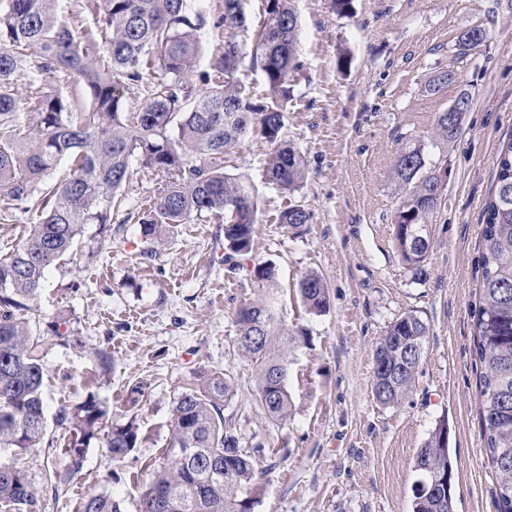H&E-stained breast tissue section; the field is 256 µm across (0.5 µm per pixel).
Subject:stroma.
Returning a JSON list of instances; mask_svg holds the SVG:
<instances>
[{"label": "stroma", "mask_w": 512, "mask_h": 512, "mask_svg": "<svg viewBox=\"0 0 512 512\" xmlns=\"http://www.w3.org/2000/svg\"><path fill=\"white\" fill-rule=\"evenodd\" d=\"M296 8L300 66L280 137L304 154L307 178L291 193L266 184L269 145L260 138L224 159L259 190L252 252L229 265L224 220L208 215L177 225L144 256L139 220L172 177L142 168L122 192L111 237L85 225L71 254L48 271L32 330L46 331L62 313L75 342L47 356L43 445L19 462L38 512H81L97 493L112 496L120 512H139L150 468L170 441L174 400L197 372L211 370L235 379L224 414L261 468L253 512H412L414 459L442 420L456 512H495L473 314L481 304L483 210L499 143L512 137V0H352L346 15L332 0H296ZM475 25L486 28L487 42L457 61L456 38ZM447 67L453 82L429 92ZM464 91L472 109L461 135L443 147L448 187L417 278L393 246L392 164L405 143L429 142L437 113ZM294 204L310 212L308 224H280ZM264 262L275 272L280 319L300 332L288 370L293 413L275 423L254 405L253 369L235 346L236 311L260 295L251 269ZM310 272L329 289L320 314L308 312L298 292ZM406 312L427 323L429 336L411 393L385 407L371 391L374 350ZM103 347L112 354L105 373L92 356ZM89 392L113 419H135L144 441L122 462L92 441L81 470L51 484L45 474L64 467L68 440L56 413Z\"/></svg>", "instance_id": "stroma-1"}]
</instances>
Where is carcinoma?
Returning a JSON list of instances; mask_svg holds the SVG:
<instances>
[{"label":"carcinoma","mask_w":512,"mask_h":512,"mask_svg":"<svg viewBox=\"0 0 512 512\" xmlns=\"http://www.w3.org/2000/svg\"><path fill=\"white\" fill-rule=\"evenodd\" d=\"M61 0H0V212L24 204L36 214L25 240L0 258V449L16 455L44 440L46 358L68 341L62 319L37 334L19 315L30 309L46 270L67 255L86 224L111 231L112 209L133 174L132 161L162 171L173 181L140 219L147 244L191 216L224 215V246L234 255L252 251L259 192L241 174L229 173L224 156L252 137L272 145L267 183L294 191L306 178V162L278 143L283 107L292 96L298 68L300 26L295 0H263L265 17L251 49L238 41L247 25L248 0H224V48L208 69L198 70L200 31L206 20L192 0H93V23L75 30L62 20ZM262 72L266 93L255 98L239 78L244 64ZM31 76L24 101L12 92L14 77ZM90 99L85 112L62 96L56 83L73 75ZM443 68L429 84L433 94L453 82ZM145 84L147 98L129 109L124 89ZM37 115L23 126L17 112ZM462 122L448 127V112L435 118L432 147L455 140ZM69 173L48 179L62 162ZM400 203L393 217V245L415 274H422L431 247L437 206L431 195L447 177L444 152L408 143L394 159ZM311 214L288 207L280 223L298 228ZM422 229L426 243L413 231ZM482 302L474 316L475 354L482 366L480 417L483 439L498 479L496 512H512V136L498 147L496 185L484 208ZM261 288L275 287L273 267L254 265ZM304 305L320 313L329 306L328 287L316 273L299 283ZM238 352L254 370V397L265 419L284 421L292 401L287 378L290 330L278 320L272 298L243 303L236 311ZM429 330L420 316L404 313L390 323L374 353L372 393L384 406L409 395ZM257 337L250 344L244 339ZM235 381L219 371H201L175 399L172 435L141 494L140 512H251L242 492L254 485L256 461L239 445L224 407ZM111 412L94 394L63 406L56 420L68 435V470L82 466L85 448L104 439L108 456L122 461L144 441L135 420L110 423ZM422 475L412 512H455L454 473L448 424L438 423L417 452ZM0 507L36 512L38 501L16 462H0ZM82 512H119L105 494L85 499Z\"/></svg>","instance_id":"carcinoma-1"}]
</instances>
